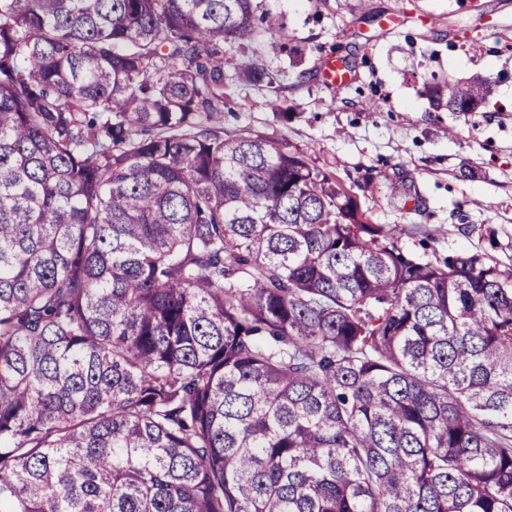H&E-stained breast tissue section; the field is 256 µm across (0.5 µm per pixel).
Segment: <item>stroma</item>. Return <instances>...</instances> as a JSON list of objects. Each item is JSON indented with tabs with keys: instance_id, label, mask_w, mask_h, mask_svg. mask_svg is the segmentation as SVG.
<instances>
[{
	"instance_id": "obj_1",
	"label": "stroma",
	"mask_w": 512,
	"mask_h": 512,
	"mask_svg": "<svg viewBox=\"0 0 512 512\" xmlns=\"http://www.w3.org/2000/svg\"><path fill=\"white\" fill-rule=\"evenodd\" d=\"M255 2L280 45L265 57L274 81L233 87L225 129L308 151L416 256L467 249L512 264V0ZM329 55L351 72L344 87L321 82ZM476 74L493 79L483 111L433 106L435 86ZM420 225L436 230L432 247Z\"/></svg>"
}]
</instances>
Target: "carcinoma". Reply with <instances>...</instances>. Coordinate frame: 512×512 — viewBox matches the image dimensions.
<instances>
[{
  "instance_id": "1",
  "label": "carcinoma",
  "mask_w": 512,
  "mask_h": 512,
  "mask_svg": "<svg viewBox=\"0 0 512 512\" xmlns=\"http://www.w3.org/2000/svg\"><path fill=\"white\" fill-rule=\"evenodd\" d=\"M255 34L253 0H0V512H512V266L224 129ZM266 40L262 39L259 42L254 44H248V46H243L242 48L237 47V45L224 54V73L229 76V78H233L234 76V67L244 61L248 56L252 55V51L258 52L262 49V42Z\"/></svg>"
}]
</instances>
